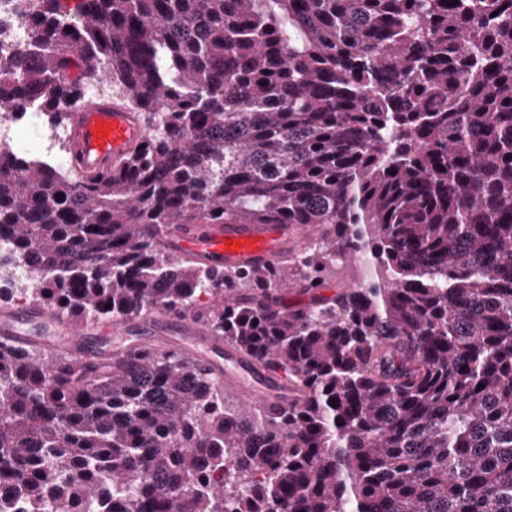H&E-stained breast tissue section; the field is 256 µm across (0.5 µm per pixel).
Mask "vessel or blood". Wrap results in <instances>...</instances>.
Wrapping results in <instances>:
<instances>
[{
  "mask_svg": "<svg viewBox=\"0 0 512 512\" xmlns=\"http://www.w3.org/2000/svg\"><path fill=\"white\" fill-rule=\"evenodd\" d=\"M144 136L133 113L98 97L83 98L68 127V163L86 175L114 173ZM307 232V227L285 224H181L165 230L161 244L168 257L190 259L209 268L270 266L277 264L289 245L300 242ZM161 323V318L148 314L109 325L77 322L36 301L21 308L0 307L1 336L51 346L79 364L91 362L95 350L111 346L113 337L134 329L149 334ZM178 327L198 361L214 368L208 351L215 342L204 327L189 317L180 318ZM224 384L249 401L273 404L288 398L285 375L246 363L230 347L224 350Z\"/></svg>",
  "mask_w": 512,
  "mask_h": 512,
  "instance_id": "b4317fda",
  "label": "vessel or blood"
}]
</instances>
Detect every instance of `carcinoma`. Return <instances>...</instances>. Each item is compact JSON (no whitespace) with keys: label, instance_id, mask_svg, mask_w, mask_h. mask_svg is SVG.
I'll return each instance as SVG.
<instances>
[{"label":"carcinoma","instance_id":"cac0c4a2","mask_svg":"<svg viewBox=\"0 0 512 512\" xmlns=\"http://www.w3.org/2000/svg\"><path fill=\"white\" fill-rule=\"evenodd\" d=\"M21 6L0 117L105 80L146 137L107 176L0 146V265L78 321L195 318L302 398L231 409L130 336L91 370L0 338V512H512V0ZM177 224L314 237L217 270L159 252ZM338 261L373 279L320 295Z\"/></svg>","mask_w":512,"mask_h":512}]
</instances>
